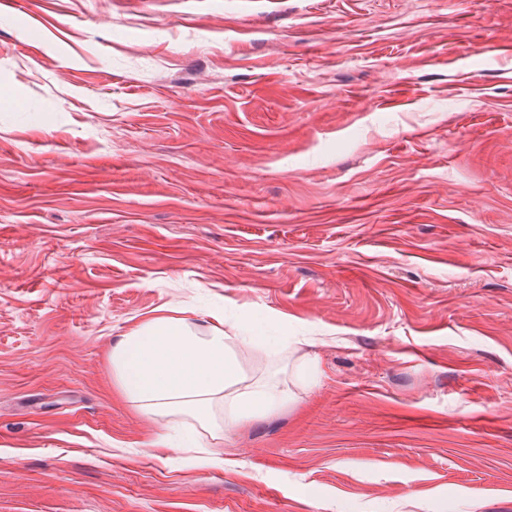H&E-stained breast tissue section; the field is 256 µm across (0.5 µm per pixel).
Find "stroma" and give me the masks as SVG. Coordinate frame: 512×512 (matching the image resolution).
<instances>
[{
  "instance_id": "obj_1",
  "label": "stroma",
  "mask_w": 512,
  "mask_h": 512,
  "mask_svg": "<svg viewBox=\"0 0 512 512\" xmlns=\"http://www.w3.org/2000/svg\"><path fill=\"white\" fill-rule=\"evenodd\" d=\"M162 306L285 342L233 467L112 382ZM0 512H512V0L0 9Z\"/></svg>"
}]
</instances>
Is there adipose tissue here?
Returning a JSON list of instances; mask_svg holds the SVG:
<instances>
[{"instance_id":"1","label":"adipose tissue","mask_w":512,"mask_h":512,"mask_svg":"<svg viewBox=\"0 0 512 512\" xmlns=\"http://www.w3.org/2000/svg\"><path fill=\"white\" fill-rule=\"evenodd\" d=\"M244 326L214 313L203 332L185 316L159 314L119 336L110 360L118 391L140 413L182 427L233 432L288 402L278 385L248 380L237 357L255 346Z\"/></svg>"}]
</instances>
